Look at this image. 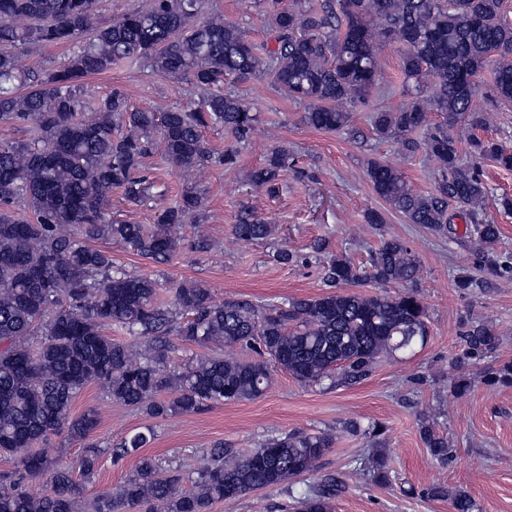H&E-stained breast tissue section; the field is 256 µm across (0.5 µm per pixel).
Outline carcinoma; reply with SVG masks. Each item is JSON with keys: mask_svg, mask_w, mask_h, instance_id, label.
<instances>
[{"mask_svg": "<svg viewBox=\"0 0 512 512\" xmlns=\"http://www.w3.org/2000/svg\"><path fill=\"white\" fill-rule=\"evenodd\" d=\"M256 2L267 4L269 42L261 47L236 25L209 16L208 0H144L109 25L96 21V0H0V123L25 133L0 141V455L18 465L0 476V512H78L81 489L73 469L91 480L102 452L90 442L97 413L70 412L90 383L125 406L167 418L261 397L271 383V364L303 383L352 386L381 358L427 345V312L412 290L419 261L396 237L383 238L364 267L345 252L328 253L326 241L316 240L326 291L266 308L244 299L218 302L197 283L175 285L171 303L162 304L155 278L118 267L109 250L80 241L100 239L156 263L179 249L177 229L202 206L193 188L150 228L108 218L112 191L140 201L147 183L143 165L159 146L164 159L183 170L233 163L229 149L217 156L208 151L203 132L220 126L245 143L257 115L241 96L221 92L226 81L268 77L280 94L307 104L308 126L355 135L352 113L340 105L362 101L380 84V46L399 43L403 74L431 91L373 113L370 126L405 151L422 145L438 161L441 178L421 194L393 166L371 160L372 188L408 223L446 237L457 235L448 214L449 204H457L472 226L470 248L485 279L512 275V261L500 252L501 227L486 217L485 184L457 149L464 141L471 155L512 170V150L472 133L490 121L475 105V77L483 69L492 68L495 101L512 103V24L504 18L503 0H319L316 7L299 0ZM48 44L74 50L49 73L23 64L30 48ZM119 62L189 81L200 92L198 103L157 114L133 106L119 89L99 98L83 90L82 79ZM432 112L441 120L431 122ZM288 159V148L273 149L252 170L251 184L274 187ZM20 202L32 218L17 215ZM232 232L261 242L274 225L242 209ZM365 285L378 292L351 291ZM391 286L400 292H380ZM114 326L128 339L108 336ZM38 331L42 340L34 345L30 337ZM173 336L219 350L248 346L259 359L217 352L172 373ZM460 336L462 364L479 363L499 345L483 321H463ZM489 382L512 386V361L489 373ZM417 426L432 458L448 463L456 449L434 420L422 415ZM63 432L84 448L78 466L29 452ZM152 435L150 428L133 434L112 449V457L138 452ZM334 442L328 432L270 435L243 456L217 442L203 454L190 491L180 488L181 475L161 476L153 460L142 457L137 476L100 495L94 512L141 506L145 512H208L215 501L264 488L287 492L294 512H333L345 489L336 473L323 472L302 486L295 479L319 470ZM354 463L374 482L388 476L381 449ZM29 476L46 477L48 490L28 493L23 483ZM421 494L448 502L449 512H478L460 486L434 482Z\"/></svg>", "mask_w": 512, "mask_h": 512, "instance_id": "1", "label": "carcinoma"}]
</instances>
